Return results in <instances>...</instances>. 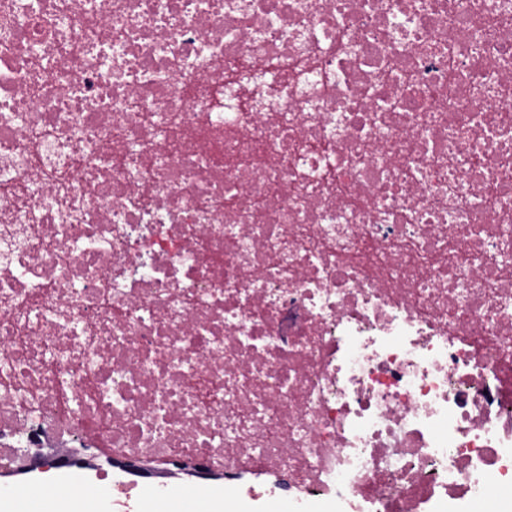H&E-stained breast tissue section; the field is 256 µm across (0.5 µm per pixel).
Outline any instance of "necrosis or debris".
I'll use <instances>...</instances> for the list:
<instances>
[{
	"label": "necrosis or debris",
	"mask_w": 512,
	"mask_h": 512,
	"mask_svg": "<svg viewBox=\"0 0 512 512\" xmlns=\"http://www.w3.org/2000/svg\"><path fill=\"white\" fill-rule=\"evenodd\" d=\"M95 441L288 512L512 479V0H0V469Z\"/></svg>",
	"instance_id": "obj_1"
}]
</instances>
